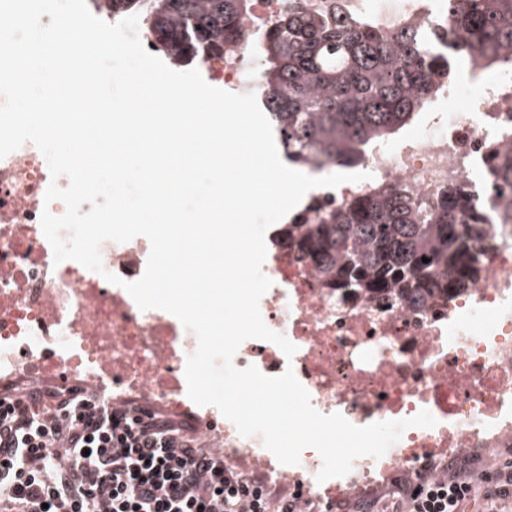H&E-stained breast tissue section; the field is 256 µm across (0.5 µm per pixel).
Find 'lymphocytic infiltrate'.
<instances>
[{"label":"lymphocytic infiltrate","instance_id":"f902f5d3","mask_svg":"<svg viewBox=\"0 0 512 512\" xmlns=\"http://www.w3.org/2000/svg\"><path fill=\"white\" fill-rule=\"evenodd\" d=\"M0 395V512H298L181 428L81 393ZM512 459L417 476L357 512H507Z\"/></svg>","mask_w":512,"mask_h":512}]
</instances>
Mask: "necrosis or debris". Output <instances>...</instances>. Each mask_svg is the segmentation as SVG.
Instances as JSON below:
<instances>
[{
  "label": "necrosis or debris",
  "mask_w": 512,
  "mask_h": 512,
  "mask_svg": "<svg viewBox=\"0 0 512 512\" xmlns=\"http://www.w3.org/2000/svg\"><path fill=\"white\" fill-rule=\"evenodd\" d=\"M374 10L383 24L405 17L438 23L441 0H251L247 23L269 29L279 13L318 11L346 17ZM259 43L234 46L199 65L208 83L235 93H260ZM468 97L467 112L449 110ZM512 71L478 83L443 81L414 129L401 140L370 149L368 180L310 190L284 224H303L353 199L401 190L434 206L457 187L491 212L489 179L496 152L512 150ZM51 179L44 155L30 143L0 159V392L20 382L107 396L189 424L226 465L254 472L269 487H285L302 507L326 505L395 482L416 459L434 463L512 447V225L487 222L480 257L464 291L411 301L371 295L339 301L324 287L314 262L299 259L282 234H265L263 272L272 281L260 300L266 326L297 351L286 358L273 343L248 339L234 364L278 376L293 369L320 413L342 414L357 426L404 420L427 410L435 426L410 427L378 458H357L343 477L317 481L320 454L304 449L297 465L281 464L260 437L240 435L212 406L187 395L186 360L195 335L173 315L143 311L124 289L145 271L150 242L138 236L104 242V273L73 260L55 262L43 211L62 215V201H46ZM120 277L109 283L107 274Z\"/></svg>",
  "instance_id": "1"
}]
</instances>
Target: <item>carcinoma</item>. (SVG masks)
<instances>
[{
  "label": "carcinoma",
  "instance_id": "carcinoma-1",
  "mask_svg": "<svg viewBox=\"0 0 512 512\" xmlns=\"http://www.w3.org/2000/svg\"><path fill=\"white\" fill-rule=\"evenodd\" d=\"M142 17L167 55L198 63L249 42V0H105ZM430 37L410 20L387 27L370 14L328 20L287 14L263 43V96L288 160L352 168L367 149L410 125L459 63L477 77L512 69V0H447ZM494 175L512 185V155ZM483 214L452 189L436 209L396 190L359 197L316 224H294L295 245L341 295L402 300L434 294L443 274L460 285L476 262ZM429 262H422V258Z\"/></svg>",
  "mask_w": 512,
  "mask_h": 512
}]
</instances>
